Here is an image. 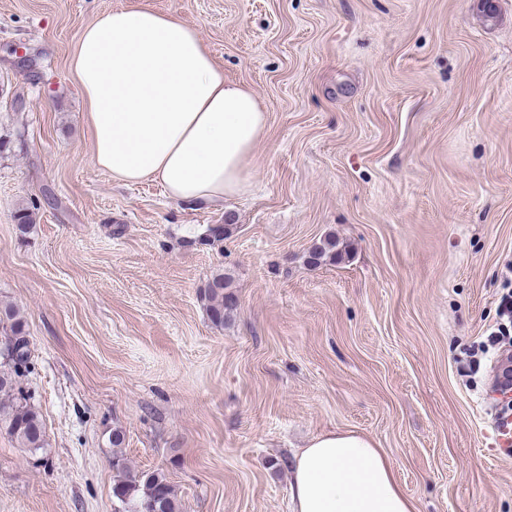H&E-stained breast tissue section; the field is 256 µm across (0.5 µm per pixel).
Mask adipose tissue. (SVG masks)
Returning <instances> with one entry per match:
<instances>
[{"label": "adipose tissue", "instance_id": "adipose-tissue-1", "mask_svg": "<svg viewBox=\"0 0 512 512\" xmlns=\"http://www.w3.org/2000/svg\"><path fill=\"white\" fill-rule=\"evenodd\" d=\"M72 64L96 165L124 184L159 182L177 202L246 193L266 114L226 81L194 28L147 6L85 27ZM290 512H416L387 456L355 431L313 437L293 457Z\"/></svg>", "mask_w": 512, "mask_h": 512}]
</instances>
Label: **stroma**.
<instances>
[{
  "label": "stroma",
  "mask_w": 512,
  "mask_h": 512,
  "mask_svg": "<svg viewBox=\"0 0 512 512\" xmlns=\"http://www.w3.org/2000/svg\"><path fill=\"white\" fill-rule=\"evenodd\" d=\"M144 1L267 114L223 205L94 163L74 48ZM494 5L0 0V305L26 318L48 442L40 458L0 430V512H115L117 454L165 473L183 512H289L296 450L346 430L417 512H512L492 387L457 363L512 263V0ZM328 235L346 256L311 263ZM219 272L238 298L221 327L202 297Z\"/></svg>",
  "instance_id": "1"
}]
</instances>
